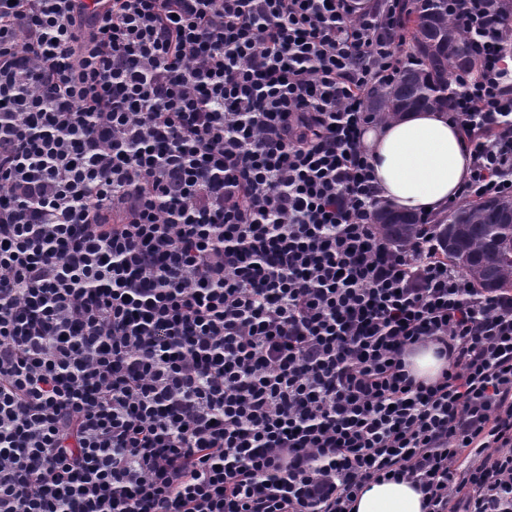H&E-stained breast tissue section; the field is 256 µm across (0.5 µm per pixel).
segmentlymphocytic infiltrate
I'll use <instances>...</instances> for the list:
<instances>
[{
  "label": "lymphocytic infiltrate",
  "instance_id": "1",
  "mask_svg": "<svg viewBox=\"0 0 512 512\" xmlns=\"http://www.w3.org/2000/svg\"><path fill=\"white\" fill-rule=\"evenodd\" d=\"M450 7L462 194L512 197L499 10ZM402 11L0 0V512H352L387 479L512 512V289L375 222ZM438 345L432 343L415 350L407 357L409 369L412 373L421 379H434L441 370L448 365L445 359L436 356L435 350Z\"/></svg>",
  "mask_w": 512,
  "mask_h": 512
}]
</instances>
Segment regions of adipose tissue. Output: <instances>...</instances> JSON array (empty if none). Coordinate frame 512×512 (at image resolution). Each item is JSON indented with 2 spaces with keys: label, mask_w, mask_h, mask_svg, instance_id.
Here are the masks:
<instances>
[{
  "label": "adipose tissue",
  "mask_w": 512,
  "mask_h": 512,
  "mask_svg": "<svg viewBox=\"0 0 512 512\" xmlns=\"http://www.w3.org/2000/svg\"><path fill=\"white\" fill-rule=\"evenodd\" d=\"M363 144L378 199L400 212L444 213L470 175L464 136L444 110H412L370 125ZM355 512H424L422 495L406 482L373 483L360 494Z\"/></svg>",
  "instance_id": "obj_1"
}]
</instances>
